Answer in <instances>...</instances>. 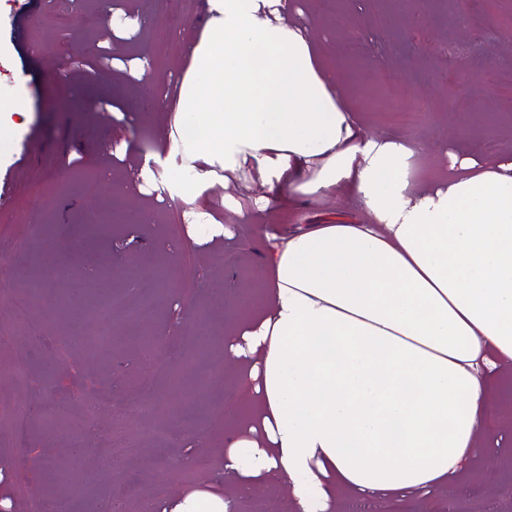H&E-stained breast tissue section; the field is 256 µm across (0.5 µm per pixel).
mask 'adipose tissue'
Masks as SVG:
<instances>
[{"instance_id":"1","label":"adipose tissue","mask_w":512,"mask_h":512,"mask_svg":"<svg viewBox=\"0 0 512 512\" xmlns=\"http://www.w3.org/2000/svg\"><path fill=\"white\" fill-rule=\"evenodd\" d=\"M286 0H206L165 151L201 243L224 225L198 203L248 176L275 195L342 190L365 222L312 224L268 247L270 289L228 315L225 358L248 385L225 409L223 463L243 491L281 487L297 512L343 495L392 502L447 482L492 410L485 353L512 360V158L449 153L417 189L413 148L363 133ZM228 492L184 490L161 512H227Z\"/></svg>"}]
</instances>
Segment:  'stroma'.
<instances>
[{
  "label": "stroma",
  "instance_id": "1",
  "mask_svg": "<svg viewBox=\"0 0 512 512\" xmlns=\"http://www.w3.org/2000/svg\"><path fill=\"white\" fill-rule=\"evenodd\" d=\"M0 105L21 101L23 123L0 124V186L8 202L0 207V258L14 261L33 245L57 250L71 281L54 284L67 294L84 283L77 313L63 316L52 305L31 316V334L12 344L14 358H28L25 383L0 374V407L25 398L50 402L61 414L32 418L26 443L0 429V500L8 512H30L32 500H68L73 512H100L104 501L136 472L135 495L151 498L165 466L184 456L205 459L187 477L168 478L166 494L233 481L217 458L224 446V408L241 401L246 389L231 371L222 348L196 354L198 309L224 322V305L263 291L260 270L270 237H281L329 220L361 221L364 212L339 192L319 201L295 197L276 210L259 209L263 186L243 179L230 187L214 184L203 197L213 218L229 235L197 244L185 224L174 222L156 190H144L138 174L160 151L159 133L176 107L186 65L181 54H166V39L188 44L198 36L205 0H112L114 14H135L137 27H116L82 13L67 27L51 24L59 0H0ZM407 0H290L288 20L309 26L317 46L342 48L330 75L346 88L347 105L364 128L422 150L409 160V181L425 187L447 177L446 151L486 162L512 154V0L489 9L485 0H457L458 22H450L434 0L420 30L405 28ZM468 46L480 61L469 76L449 62L448 48ZM149 85L130 77L147 69ZM165 96L169 108L145 116L146 94ZM486 114L487 124L458 133L457 109ZM146 210V222L130 224L127 214ZM185 272L166 294H154L157 338L180 337L185 354L196 357L199 376L210 382L206 398L178 396L168 382L155 391L150 414L166 421L171 441L158 457L145 433L137 385L148 371L135 337L123 335L108 350L75 342L89 330L81 314L97 298L90 273L106 274L114 292L135 280L152 279L158 268ZM67 345L65 359L55 350ZM112 409L88 415L91 403L108 395ZM481 450L458 476L423 495L412 492L408 512H433L453 505L460 512H512V413L490 418L480 434ZM498 468L486 471L487 459Z\"/></svg>",
  "mask_w": 512,
  "mask_h": 512
}]
</instances>
